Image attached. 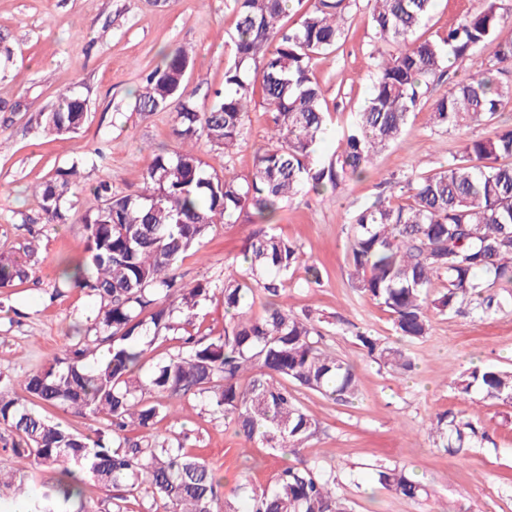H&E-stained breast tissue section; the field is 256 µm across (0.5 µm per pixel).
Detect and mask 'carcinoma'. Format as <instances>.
I'll use <instances>...</instances> for the list:
<instances>
[{"mask_svg":"<svg viewBox=\"0 0 512 512\" xmlns=\"http://www.w3.org/2000/svg\"><path fill=\"white\" fill-rule=\"evenodd\" d=\"M353 5L355 0H313L289 25V0H234L224 90L209 103L188 89L191 57L183 47L161 51V62L143 77L135 110L173 113L178 147L152 153L134 194L113 193L107 179L82 190L85 255L75 264L62 263L59 287L88 293L97 312L64 357L25 378L29 402L0 388V425L15 435L12 451L56 473L32 512L72 505L73 512H95L85 502L84 473L104 486H125L128 496L149 490L163 501L164 512H238L230 501H220V481L209 464L186 455L178 439L154 433L162 413L198 396L246 442L286 452L306 447L316 434L296 389L336 402L356 397L360 379L353 364L329 352L310 316H298L283 300L288 277L301 269L306 281L318 283L319 266L265 225L285 201L362 179L375 157L399 139L435 79L458 61H470L473 71L448 83L434 100L433 126L463 135L492 124L503 103L512 101V84L498 79L512 71V30L502 36L512 22L501 14L499 0H482L445 35L420 39L416 33L434 0H368L377 38L399 49L373 57L369 97L340 153L318 166L314 156L329 108L314 69L319 56L342 40ZM256 100L272 113L273 134L255 150L253 172L240 178L209 171L200 144L230 154ZM82 102L74 92L62 95L46 113L47 130L76 132L85 119ZM88 163L82 157L34 188L47 222H65L62 205L77 189L78 168ZM395 188L405 203L380 196L349 219L351 288L386 308L397 333L408 339L429 333L433 311L467 308L486 316L500 310L498 289L512 288V126L464 139L447 167L427 175L413 171ZM250 208L264 227L249 238L237 275L220 284L179 282L174 264L200 246L213 225L235 224ZM32 273L30 252L0 257V288ZM440 281L446 292L436 297ZM257 296L265 300L259 314L248 305ZM217 297L232 313L224 335L189 332L180 337L177 353L143 370L156 338L192 324L196 308ZM355 338L383 366L412 370L402 349L362 331ZM104 343L107 356L86 364V356ZM474 389L491 400L511 401L512 373L475 368L458 383L464 395ZM147 391L156 400H145ZM36 402L65 406L98 428L71 432L38 413ZM132 422L144 431L139 439L125 435ZM430 433L461 448L476 428L440 415ZM377 477L382 488L407 498L425 491L403 467L382 466ZM249 512L349 508L336 494L333 474L290 465L279 471L273 489L252 494Z\"/></svg>","mask_w":512,"mask_h":512,"instance_id":"obj_1","label":"carcinoma"}]
</instances>
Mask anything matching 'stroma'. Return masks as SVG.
Segmentation results:
<instances>
[{
    "label": "stroma",
    "mask_w": 512,
    "mask_h": 512,
    "mask_svg": "<svg viewBox=\"0 0 512 512\" xmlns=\"http://www.w3.org/2000/svg\"><path fill=\"white\" fill-rule=\"evenodd\" d=\"M480 3L436 0L420 36L436 37ZM234 20L233 0H168L159 6L154 0H0V253L26 245L35 250L31 278L0 288V375L16 395L25 393V376L62 356L75 327L97 307L83 291L57 285L59 259L84 254L83 202L69 207L67 223H46L33 185L88 155L97 164L81 168L80 186L105 178L114 192L137 191L152 150L176 145L171 113L133 109L142 74L157 65L161 48L185 47L193 56L188 85L198 99H211L224 84L227 33ZM345 34L314 70L331 111L329 137L318 150L323 163L340 149L369 95L371 53L378 41L367 0L352 7ZM446 87L443 81L434 86L366 178L333 194L311 193L284 203L274 225L320 266V283H306L299 271L284 295L294 312L319 322L330 352L354 364L361 380L358 397L341 405L300 390V404L318 432L309 447L288 454L246 443L194 396L155 425L156 432L180 438L186 454L218 472L222 496L233 499L239 512H246L251 492L274 486L284 465L304 463L335 475L336 490L351 512H512V402L457 389L476 366L512 371V304L482 318L433 315L427 336L403 343L415 364L409 373L368 357L353 336L359 330L398 341L389 312L350 286L347 222L381 193L391 175L428 174L447 166L460 137L431 121L432 99ZM73 89L88 102L86 121L72 136L45 132L44 112ZM270 125V113L250 108L231 155L207 145L200 155L215 171L249 176L254 151L265 143ZM255 229L244 216L235 224L214 225L198 252L179 262L182 282L223 281L234 273L233 262ZM448 412L481 428L485 439L448 451L426 429L430 419ZM11 441L0 426V471L38 496L49 474L32 458L14 454ZM381 465L406 468L424 493L410 499L382 489L375 480Z\"/></svg>",
    "instance_id": "stroma-1"
}]
</instances>
